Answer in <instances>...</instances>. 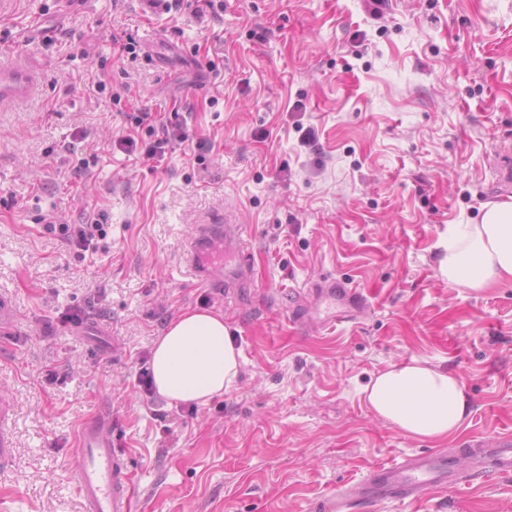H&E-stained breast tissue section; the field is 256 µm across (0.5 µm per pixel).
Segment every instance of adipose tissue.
<instances>
[{
	"mask_svg": "<svg viewBox=\"0 0 512 512\" xmlns=\"http://www.w3.org/2000/svg\"><path fill=\"white\" fill-rule=\"evenodd\" d=\"M442 249L438 270L450 284L482 290L512 281V201H488L479 223L451 225ZM240 356L222 313L190 309L160 336L150 370L168 402L205 404L235 386ZM368 403L395 429L430 439L458 434L471 414L462 382L416 359L380 373Z\"/></svg>",
	"mask_w": 512,
	"mask_h": 512,
	"instance_id": "adipose-tissue-1",
	"label": "adipose tissue"
}]
</instances>
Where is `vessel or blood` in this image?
<instances>
[{"label":"vessel or blood","mask_w":512,"mask_h":512,"mask_svg":"<svg viewBox=\"0 0 512 512\" xmlns=\"http://www.w3.org/2000/svg\"><path fill=\"white\" fill-rule=\"evenodd\" d=\"M35 82V74L27 67L0 64V101L24 97ZM241 233L238 225L227 222L197 225L186 246L189 271L208 288L224 285L221 266L210 264L207 257L215 246L230 253L238 252ZM319 300L336 305L344 317L363 310L367 298L349 282L328 278L313 284ZM12 419L10 401L0 397V465H8L14 455V441L9 430ZM73 487L81 498L85 512H132L131 491L127 482L123 452L112 442V421L101 416L87 420L81 427L73 450ZM493 469L512 472V439L495 441L488 451ZM459 475L447 452L430 451L405 456L377 466L362 480L348 486L340 496H329L321 502L320 512H343L348 500L386 498L394 501L414 500L431 486L454 487Z\"/></svg>","instance_id":"b4317fda"}]
</instances>
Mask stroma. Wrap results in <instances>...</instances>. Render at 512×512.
<instances>
[{
  "instance_id": "stroma-1",
  "label": "stroma",
  "mask_w": 512,
  "mask_h": 512,
  "mask_svg": "<svg viewBox=\"0 0 512 512\" xmlns=\"http://www.w3.org/2000/svg\"><path fill=\"white\" fill-rule=\"evenodd\" d=\"M0 61L39 75L0 103V201L18 199L0 204L15 440L0 512H83L72 450L101 414L134 512H314L373 465L435 448L367 402L375 375L414 359L471 398L443 443L463 481L351 512H512V474L472 449L512 434V282L471 290L437 269L449 225L478 223L512 158V0H224L202 22L142 0H0ZM141 108L189 141L161 162L122 151ZM99 212L108 236L87 252L40 221ZM226 212L253 274L216 295L184 243ZM328 276L370 308L336 323L309 291ZM71 309L80 327L61 326ZM187 309L223 313L242 352L235 387L192 411L137 385Z\"/></svg>"
}]
</instances>
